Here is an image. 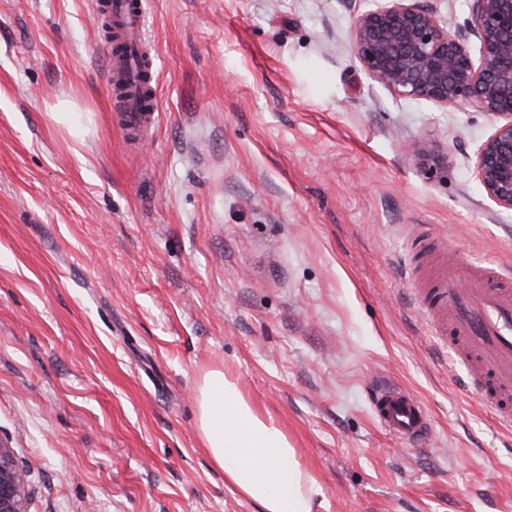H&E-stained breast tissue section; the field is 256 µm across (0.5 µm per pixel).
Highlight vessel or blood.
Segmentation results:
<instances>
[{
  "label": "vessel or blood",
  "instance_id": "obj_1",
  "mask_svg": "<svg viewBox=\"0 0 512 512\" xmlns=\"http://www.w3.org/2000/svg\"><path fill=\"white\" fill-rule=\"evenodd\" d=\"M122 26L119 39L128 49L105 54L110 86L134 83L132 95L114 100L115 122L138 144L155 129L158 117L155 57L146 35V0H111ZM433 335L448 347L452 364L465 367L463 386L477 393L503 426L512 428V275L485 263L462 275L451 265L433 279L421 299ZM377 423L390 435L412 443L429 439L432 422L421 399L398 385L373 395Z\"/></svg>",
  "mask_w": 512,
  "mask_h": 512
}]
</instances>
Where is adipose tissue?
Here are the masks:
<instances>
[{
  "label": "adipose tissue",
  "mask_w": 512,
  "mask_h": 512,
  "mask_svg": "<svg viewBox=\"0 0 512 512\" xmlns=\"http://www.w3.org/2000/svg\"><path fill=\"white\" fill-rule=\"evenodd\" d=\"M198 431L212 465L264 512H312L319 491L302 470L280 427L260 415L223 372L197 387Z\"/></svg>",
  "instance_id": "adipose-tissue-1"
}]
</instances>
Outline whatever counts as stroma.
Here are the masks:
<instances>
[{"label":"stroma","instance_id":"obj_1","mask_svg":"<svg viewBox=\"0 0 512 512\" xmlns=\"http://www.w3.org/2000/svg\"><path fill=\"white\" fill-rule=\"evenodd\" d=\"M365 7L147 0L159 120L133 149L94 0H0V440L28 512H262L202 444L212 369L287 435L313 512H512V433L418 305L435 264L512 267L474 169L495 121L372 79ZM387 381L431 445L378 425Z\"/></svg>","mask_w":512,"mask_h":512}]
</instances>
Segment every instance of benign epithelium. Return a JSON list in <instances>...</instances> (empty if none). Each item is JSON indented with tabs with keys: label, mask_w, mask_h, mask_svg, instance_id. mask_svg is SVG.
Segmentation results:
<instances>
[{
	"label": "benign epithelium",
	"mask_w": 512,
	"mask_h": 512,
	"mask_svg": "<svg viewBox=\"0 0 512 512\" xmlns=\"http://www.w3.org/2000/svg\"><path fill=\"white\" fill-rule=\"evenodd\" d=\"M351 48L374 80L404 97L475 104L499 119L475 169L486 196L512 210V0H472L470 19L453 32L411 0H380L356 17ZM28 485L29 471L0 441V512H27Z\"/></svg>",
	"instance_id": "7a95c632"
}]
</instances>
